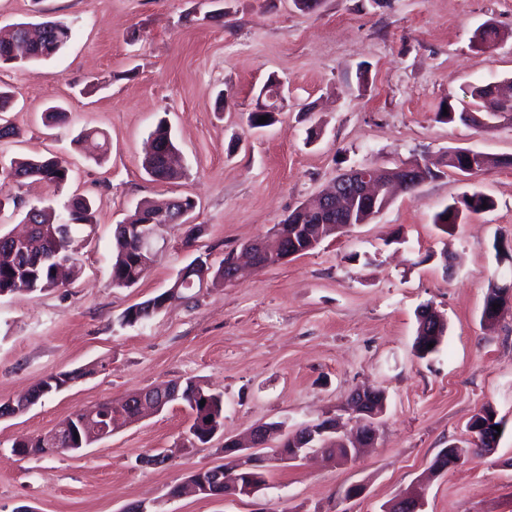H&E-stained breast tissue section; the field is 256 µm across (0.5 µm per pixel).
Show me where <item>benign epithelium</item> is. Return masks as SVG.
Returning <instances> with one entry per match:
<instances>
[{
  "label": "benign epithelium",
  "mask_w": 512,
  "mask_h": 512,
  "mask_svg": "<svg viewBox=\"0 0 512 512\" xmlns=\"http://www.w3.org/2000/svg\"><path fill=\"white\" fill-rule=\"evenodd\" d=\"M494 96V104L491 110L498 113L499 120L492 123L478 114H471L473 125L476 127L499 125L512 120L508 113V106L512 104V83L503 87L499 83L491 85ZM411 171V166L400 165L388 168L381 172L377 169L365 166L354 168L340 174L331 190L316 197L315 211L321 222L331 225L336 217L346 218V214H355L358 208H363L367 213L376 211L377 204L388 205L390 196L387 189L398 187L411 189L420 186L427 181L424 174V166L416 168V175L410 179L406 173ZM189 211H184L172 218L166 210H161L155 220L145 224H138L133 228L138 253L145 262H150L155 254V243L158 231L169 224H182ZM288 224L282 223L276 227L271 237L267 240H257L246 244L243 253L253 265L267 267L270 260L280 263L294 256L288 251ZM191 271L197 278L186 279L179 276L173 285L164 292L158 305L150 308V311L159 312L167 304L178 300L180 291L198 285L202 288L207 282V271L196 263ZM512 304V287L503 286L499 298L489 304L484 313V318L494 319L500 316L503 310ZM182 382L175 381L163 388L144 389L132 396H127L109 405L106 421L108 424L102 427L98 439H103L112 434L115 425L121 419H128L127 407L135 411L134 418L147 414L158 413L163 410L166 399L163 394L171 392V397H178ZM377 391L366 388H358L346 403V409L355 415V429L349 435H338L339 427L336 419H322L319 423H310L295 431L288 430L283 424L261 423L254 426L250 432L247 443H241L236 439L224 441V452L233 454V460L240 463L251 460L253 465H263L266 462H296L310 454L322 453L324 448L334 445L342 449L345 456L357 458L359 449L372 444L377 439L378 420L383 416L384 406L377 403L375 396ZM497 417H492L479 428H472L478 451L487 453V449L497 446L499 433L493 429ZM272 447L270 453H258V450ZM211 469L205 468L192 472L188 482L194 492L208 498L236 499L240 496L250 497L261 490V486L253 482H241L234 473L224 470V487L219 488L209 480Z\"/></svg>",
  "instance_id": "7a95c632"
}]
</instances>
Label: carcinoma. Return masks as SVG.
<instances>
[{"label":"carcinoma","instance_id":"cac0c4a2","mask_svg":"<svg viewBox=\"0 0 512 512\" xmlns=\"http://www.w3.org/2000/svg\"><path fill=\"white\" fill-rule=\"evenodd\" d=\"M71 39V28L60 21H45L38 24L21 22L14 24L10 30H0V62L5 63L11 59L15 46L23 42L27 45V62H36L51 57L66 47ZM488 85H477L470 92L472 111L489 120L496 119V114L487 111L485 96ZM150 138L154 148L165 149L170 152L176 150L171 132L164 124L158 125L151 133ZM427 178L434 179L440 176L442 168L447 167L454 171L459 170L450 153L436 162L422 159ZM143 168L155 180L170 181L180 178V173L166 166V159L153 154L145 157ZM0 172L7 175H24L29 179L44 182L55 188L64 185L68 178L65 169L58 166L56 161L47 156L35 155L23 159H16L9 166L1 167ZM172 204V200L152 201L144 200L138 203L134 212L124 221V224L134 227L151 220L162 208ZM493 208V201L479 191L466 194L461 200L447 205L436 215L437 224H458L468 213H479L485 209ZM66 216L56 213L52 203L31 205L24 214V221L33 224L24 251L13 249L7 234H0V294L15 292L34 293L50 288L55 284V265L51 259L65 256L69 260V269L75 272L79 269L81 256L78 241L87 229L95 225L92 203L85 196H74L64 206ZM70 225L71 236L68 239L61 237L58 228ZM305 236L309 239H325L334 235L332 228L325 224H316L306 220L302 225ZM115 255L112 263V284L120 288H129L136 285L145 275L147 267L139 259V255L126 235L125 230L117 229L114 234ZM444 338V332L433 334L430 329L421 326L418 329L415 342L417 353L433 352L438 349ZM433 347H428V344ZM208 396L217 412H223L221 396L205 391L195 382L182 384L181 401L187 403L192 411V423L189 434L196 441L205 444L210 441V430L200 424L201 412L204 407L200 405V397ZM96 414L91 418L72 422L73 430L62 432L60 447L86 448L93 444V435L96 427L103 423V416L107 412V404L102 403L95 407Z\"/></svg>","mask_w":512,"mask_h":512}]
</instances>
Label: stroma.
I'll use <instances>...</instances> for the list:
<instances>
[{
	"label": "stroma",
	"instance_id": "stroma-1",
	"mask_svg": "<svg viewBox=\"0 0 512 512\" xmlns=\"http://www.w3.org/2000/svg\"><path fill=\"white\" fill-rule=\"evenodd\" d=\"M44 20L72 37L50 59L0 64V86L15 96L0 161L47 155L68 181L55 191L0 178V232L20 231L25 206L50 196L91 197L96 225L66 287L0 296V402L50 375L90 374L0 420V512H124L139 501L152 512H383L407 493L425 512H512V307L482 319L489 281L512 283V166L446 171L304 255L195 289L144 323L122 321L195 257L219 265L352 168L434 161L451 148L511 157L512 125L480 130L437 112L512 77V0H320L311 11L291 0H0V30ZM487 22L500 33L492 48L476 38ZM272 77L288 97L271 125L251 128ZM55 105L65 121L49 119ZM162 119L183 160L170 182L142 166ZM86 129L108 135L104 160L95 140H80ZM474 190L493 209L436 224ZM179 196L197 202L190 225L162 228L145 277L113 286L116 225L141 201ZM426 305L447 331L422 358L413 343ZM186 379L223 397V429L209 443L192 442L191 410L174 403L78 452L11 451L77 410ZM363 386L385 393L386 410L357 460L273 462L265 488L234 501L170 496L191 471L223 464L225 438L336 415ZM488 404L503 423L496 451L432 472ZM158 454L168 462L139 465ZM355 483L362 495L346 499Z\"/></svg>",
	"mask_w": 512,
	"mask_h": 512
}]
</instances>
